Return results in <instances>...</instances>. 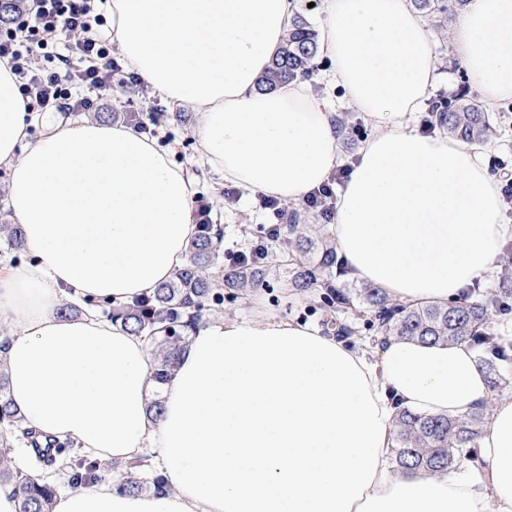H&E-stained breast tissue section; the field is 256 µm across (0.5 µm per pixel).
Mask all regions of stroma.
<instances>
[{"label":"stroma","instance_id":"obj_1","mask_svg":"<svg viewBox=\"0 0 512 512\" xmlns=\"http://www.w3.org/2000/svg\"><path fill=\"white\" fill-rule=\"evenodd\" d=\"M427 37L431 43L437 62L438 79L429 89L423 104L412 117L415 127H423L428 118L433 101H451L460 93L476 96V89L471 88L464 70L457 61L451 45V34L461 18L460 13L443 14L422 12ZM323 54H316L310 77L304 78L311 94L323 101L329 111L350 119V126L355 133L349 140L342 142V163L352 165L364 142L372 135L374 126L369 118L359 112L351 103L345 91L330 78L331 68L326 64ZM163 111V119L171 134L169 144L164 145L171 161L188 171L192 176L197 193L205 196L212 205L211 219L221 226L224 237L222 249H237L251 243L252 238L244 234V227L258 228L262 224L274 223L271 211L261 209L256 193L238 189L237 199L225 198L227 183L222 173L200 166L198 163L199 144L192 134L196 124V115L190 109H177L158 92L140 86L129 88L120 83H113L112 97L104 101L102 112L119 117L128 112L150 115L152 109ZM507 102L500 101L487 104L486 109L495 118L492 131L483 140L486 163L489 171H496L499 163L512 166V116L507 110ZM260 310L270 315L283 316L309 324L319 330H326V318L321 310L315 309L306 297L290 291L288 288H264L256 292H247L237 297H225L223 312L227 315H247Z\"/></svg>","mask_w":512,"mask_h":512}]
</instances>
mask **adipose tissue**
Segmentation results:
<instances>
[{"instance_id": "1", "label": "adipose tissue", "mask_w": 512, "mask_h": 512, "mask_svg": "<svg viewBox=\"0 0 512 512\" xmlns=\"http://www.w3.org/2000/svg\"><path fill=\"white\" fill-rule=\"evenodd\" d=\"M127 65L197 112L205 162L227 181L297 203L337 166L340 135L304 87L256 88L292 17L290 0H108ZM321 50L373 122L330 226L354 277L406 303L459 300L494 269L512 225L481 150L425 136L411 119L437 79L411 0H325ZM453 51L484 101L512 98V0H474ZM0 60V166L7 207L32 257L0 266V366L28 426L103 458L154 450L161 491L101 481L54 512H512V397L491 400L468 343L389 339L352 348L272 315L215 316L188 332L159 418L151 350L74 299L123 304L186 262L193 188L144 135L82 120L37 139ZM492 414L473 471L393 470L397 407Z\"/></svg>"}]
</instances>
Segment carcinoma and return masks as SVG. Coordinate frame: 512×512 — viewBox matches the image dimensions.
<instances>
[{
    "label": "carcinoma",
    "instance_id": "carcinoma-1",
    "mask_svg": "<svg viewBox=\"0 0 512 512\" xmlns=\"http://www.w3.org/2000/svg\"><path fill=\"white\" fill-rule=\"evenodd\" d=\"M469 2L414 0L419 9L431 13L461 10ZM316 53L314 29L305 18L294 17L280 49L257 83L258 90L272 91L284 83L310 76ZM430 116L433 125L462 141L480 140L490 132V117L475 99L436 104ZM0 239L14 252L13 262L20 261L25 251L21 229L1 223ZM222 239V229L211 227L193 239L185 266L172 279L160 284L149 296L108 310L110 320L144 337L159 352L160 359L153 368L158 386H163L172 374L188 342L187 330L201 319L206 304L215 308L224 305L226 289L243 292L267 288L275 274L312 297L317 308L324 312L336 314L354 309L371 314L374 345L389 336L425 344L467 342L478 352L492 396L498 397L512 386V379L505 371V364L512 360V344H501L491 332V325L498 317L512 313V246L505 250L504 267L494 290L471 301L409 304L371 283L348 285L333 280L332 274L342 273L336 240L322 224L301 223V215L296 211L287 213L278 252L259 265L226 264L220 274H214L212 266ZM490 411L489 404L459 418L423 416L407 409L396 411L392 423L395 466L436 475L470 460L463 449L476 447ZM38 437L36 430L28 427L14 408L0 363V446L6 447L9 439L35 445ZM33 465L41 469L56 466L64 469L68 473V485L73 489L88 487L101 478L98 462L89 453L75 450L73 442L68 440L55 441V453L48 458L35 454ZM143 467L141 459L113 463L112 468L124 474L119 490L142 492L136 472ZM1 482L14 485L20 499L19 512H53L55 486L15 469L6 452H0Z\"/></svg>",
    "mask_w": 512,
    "mask_h": 512
}]
</instances>
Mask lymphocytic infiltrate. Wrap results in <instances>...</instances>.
<instances>
[{
	"mask_svg": "<svg viewBox=\"0 0 512 512\" xmlns=\"http://www.w3.org/2000/svg\"><path fill=\"white\" fill-rule=\"evenodd\" d=\"M99 0H16L0 20L8 60L30 112H89L120 66Z\"/></svg>",
	"mask_w": 512,
	"mask_h": 512,
	"instance_id": "f902f5d3",
	"label": "lymphocytic infiltrate"
}]
</instances>
